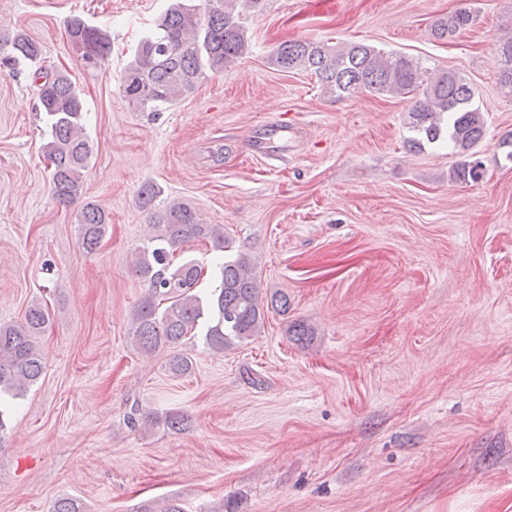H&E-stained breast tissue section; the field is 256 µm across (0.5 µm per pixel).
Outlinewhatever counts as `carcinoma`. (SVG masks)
<instances>
[{"label": "carcinoma", "instance_id": "1", "mask_svg": "<svg viewBox=\"0 0 512 512\" xmlns=\"http://www.w3.org/2000/svg\"><path fill=\"white\" fill-rule=\"evenodd\" d=\"M238 0H215L201 14L184 0H173L154 30L140 39L120 82V92L132 105L147 112H162L192 93L209 69L219 73L250 52V41L236 13ZM475 22L470 9H458L437 20L432 35L454 36ZM69 41L85 66L96 68L111 51L107 30L88 24L80 17L67 25ZM40 44L22 31L0 38V66L13 69L23 62L40 60ZM499 81L512 90V37L497 48ZM281 72H308L322 89L338 98L360 92L405 96L422 90V97L408 112L409 128L415 136L408 146L422 141L448 140L463 157L450 171V179L469 183L482 175V161L475 148L486 131L484 113L474 105L475 90L466 77L453 71L427 76L421 65L396 53H386L362 43L335 47L325 42L284 41L272 57ZM36 79L39 107L49 120L44 144L51 164L55 198L71 204L82 193L84 172L92 146L84 132L83 98L69 77L39 68ZM161 190L146 183L138 192L140 207L150 215L152 232L136 251L134 274L147 291L133 310L130 334L136 349L149 354L163 346L179 344L201 324L206 325L204 342L216 352L228 350L254 335L264 314V299L249 255L231 251L221 224H204L195 208L174 201L156 205ZM110 223L106 209L86 203L78 215L84 250L99 247ZM209 241L226 252L217 263L220 284L205 298L197 291L203 269L191 260L176 262L177 253L190 242ZM50 322L48 309L28 307L24 322L0 325V401L17 398L34 384L43 371V356L35 344ZM51 512H85L83 502L60 497Z\"/></svg>", "mask_w": 512, "mask_h": 512}]
</instances>
